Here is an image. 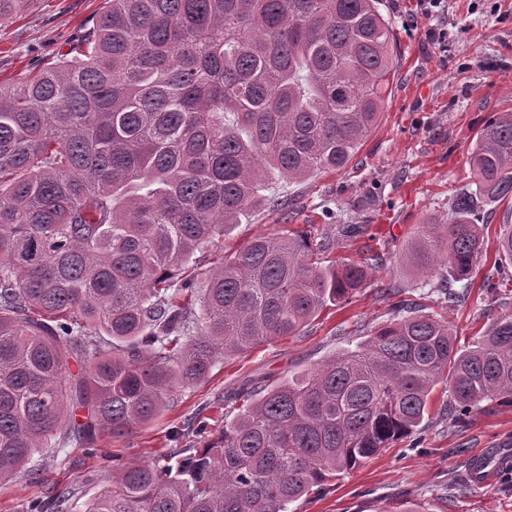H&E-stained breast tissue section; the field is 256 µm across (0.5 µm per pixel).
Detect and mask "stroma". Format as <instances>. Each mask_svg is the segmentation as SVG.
I'll list each match as a JSON object with an SVG mask.
<instances>
[{
	"mask_svg": "<svg viewBox=\"0 0 512 512\" xmlns=\"http://www.w3.org/2000/svg\"><path fill=\"white\" fill-rule=\"evenodd\" d=\"M105 4L34 0L24 14L0 21V83L36 73ZM379 8L394 23L397 68L380 119L360 151L343 170L297 183L274 181L266 196L277 207L268 203L243 218L225 236L223 250L199 254L208 263L260 234L333 236L337 224H368L372 236L340 239L328 258L340 264L377 253L383 257L379 272L349 303L325 309L299 335L217 362L206 381L176 391L151 424L124 438L100 433L97 457L49 443L25 470L0 482V512H29L31 501L50 488L95 496L111 476L105 459L117 454L133 464L158 462L178 451L168 435L195 414L221 431L238 412L232 396L240 388L313 368L390 319L391 301L381 295L380 284L445 317L463 348L492 318L512 311V296L501 306L479 288L497 257L504 207H497L485 228L487 253L463 304L446 306L435 290L437 275L413 269L403 257L419 225L445 218L453 194L469 182L467 155L484 122L493 113L512 112V0H445L432 15L424 14L420 0H380ZM449 397L448 386L438 385L412 437L291 504L289 512H512V467L480 482L463 477L474 457L512 455V405L488 402L466 423L452 424Z\"/></svg>",
	"mask_w": 512,
	"mask_h": 512,
	"instance_id": "stroma-1",
	"label": "stroma"
}]
</instances>
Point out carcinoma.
Listing matches in <instances>:
<instances>
[{"label":"carcinoma","mask_w":512,"mask_h":512,"mask_svg":"<svg viewBox=\"0 0 512 512\" xmlns=\"http://www.w3.org/2000/svg\"><path fill=\"white\" fill-rule=\"evenodd\" d=\"M32 0H0V20ZM379 0H108L36 74L0 84V480L58 432L153 422L173 393L259 343L297 336L373 276L366 257L323 266L335 239L269 233L211 266L196 254L264 202L276 173L346 168L375 127L396 68ZM448 221L420 225L407 262L469 279L486 207L512 212V112L467 156ZM346 238L368 224H339ZM497 253L512 263V224ZM351 350L259 390L219 436L197 415L176 464L112 457L111 484L29 512H288V505L412 435L434 388L448 418L512 405V312L461 349L411 300ZM76 372L69 369L70 363Z\"/></svg>","instance_id":"1"}]
</instances>
